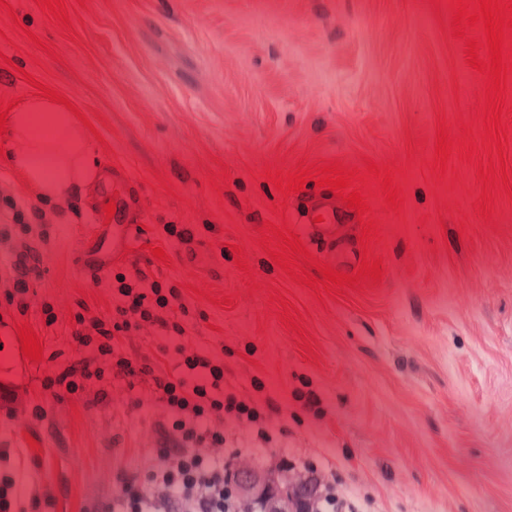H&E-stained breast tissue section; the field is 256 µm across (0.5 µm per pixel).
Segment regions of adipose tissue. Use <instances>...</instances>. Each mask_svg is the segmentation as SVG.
I'll return each instance as SVG.
<instances>
[{"mask_svg": "<svg viewBox=\"0 0 512 512\" xmlns=\"http://www.w3.org/2000/svg\"><path fill=\"white\" fill-rule=\"evenodd\" d=\"M0 138L10 144L6 159L40 204L74 198L83 181L99 174L100 162L75 114L45 95L11 113Z\"/></svg>", "mask_w": 512, "mask_h": 512, "instance_id": "adipose-tissue-1", "label": "adipose tissue"}]
</instances>
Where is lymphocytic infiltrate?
<instances>
[{
	"label": "lymphocytic infiltrate",
	"mask_w": 512,
	"mask_h": 512,
	"mask_svg": "<svg viewBox=\"0 0 512 512\" xmlns=\"http://www.w3.org/2000/svg\"><path fill=\"white\" fill-rule=\"evenodd\" d=\"M6 209L11 228L0 229V241L10 240L12 232L21 237L37 234L47 241L45 211L36 205L23 208L10 195L0 193V209ZM12 286L4 292L7 304L26 312L24 300L31 285L42 276L39 259L30 245H23L12 263ZM112 286L119 299L111 320L75 314L73 338L91 348L90 357L45 377L41 386L55 402L81 396L89 383L107 384L120 379L128 387L152 377L158 400L164 408L156 421L157 446L142 466L119 469L117 490L95 506L93 512H249L250 507L237 495L231 467L239 449L226 445L222 430L225 417L247 420L257 428L263 443L272 437L256 407L224 392V365L220 361L177 345L180 364L187 376L177 378L156 374L149 361H138L121 351L123 339L148 326L182 337L189 309L176 286L163 285L142 269L115 273ZM298 490L288 493L284 503L289 512H329L336 505V486L327 482L313 463H305ZM24 463H11L8 449H0V512H40L37 492L23 494L21 477Z\"/></svg>",
	"instance_id": "lymphocytic-infiltrate-1"
}]
</instances>
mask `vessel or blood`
Segmentation results:
<instances>
[{"label":"vessel or blood","mask_w":512,"mask_h":512,"mask_svg":"<svg viewBox=\"0 0 512 512\" xmlns=\"http://www.w3.org/2000/svg\"><path fill=\"white\" fill-rule=\"evenodd\" d=\"M110 200L115 202L116 212L109 220L103 205ZM91 215L94 222H111L113 246L126 247L136 241L140 218L132 208L130 191L120 180H113L111 191H100ZM288 221L295 225L303 240L331 252L339 268L351 267L354 251L344 230L353 223L354 216L335 196H307L297 200L288 213Z\"/></svg>","instance_id":"vessel-or-blood-1"}]
</instances>
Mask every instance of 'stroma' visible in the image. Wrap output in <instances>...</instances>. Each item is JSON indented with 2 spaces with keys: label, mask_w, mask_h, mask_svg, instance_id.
<instances>
[{
  "label": "stroma",
  "mask_w": 512,
  "mask_h": 512,
  "mask_svg": "<svg viewBox=\"0 0 512 512\" xmlns=\"http://www.w3.org/2000/svg\"><path fill=\"white\" fill-rule=\"evenodd\" d=\"M64 11L0 0V112L41 86L67 97L100 135L98 182L130 184L144 227L113 252L92 227L97 182L83 184L77 212L36 245L43 276L27 312L0 320V354L23 364L0 378L17 398L15 419L0 408V448L36 440L44 512L112 496L116 471L156 443L151 385L118 383L99 401L41 395L45 376L90 354L71 336L80 305L111 315L112 273L135 264L179 286L190 344L222 354L225 392L264 414L267 445L224 420L241 465L265 474L288 459L293 483L312 461L338 480L336 512H512V28L508 176L484 217L491 75L467 62L484 32L454 34L446 0H65ZM442 123L476 149L440 173ZM336 162L378 223L364 247L382 276L320 294L274 263L280 241H260L265 225L288 229L283 201L300 194L282 196L266 173ZM372 164L396 168L401 209L376 180L360 183ZM165 221L195 225L193 251L168 243ZM23 322L41 360L21 355Z\"/></svg>",
  "instance_id": "1"
}]
</instances>
